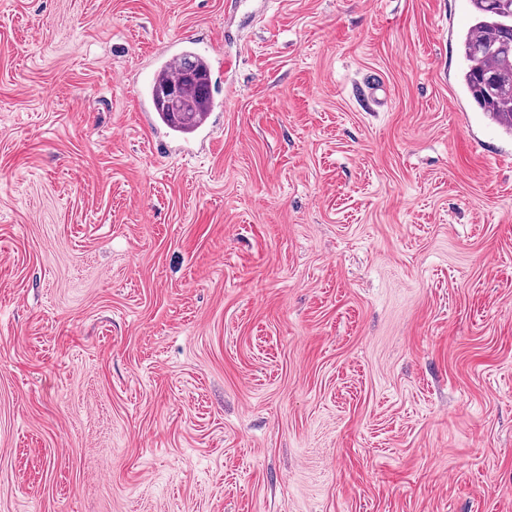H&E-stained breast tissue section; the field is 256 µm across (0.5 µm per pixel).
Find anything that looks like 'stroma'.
Here are the masks:
<instances>
[{
    "instance_id": "stroma-1",
    "label": "stroma",
    "mask_w": 512,
    "mask_h": 512,
    "mask_svg": "<svg viewBox=\"0 0 512 512\" xmlns=\"http://www.w3.org/2000/svg\"><path fill=\"white\" fill-rule=\"evenodd\" d=\"M0 0V512H512V135L471 0ZM210 45L213 144L145 124ZM471 0L473 15L461 35V82L484 114L512 134V0L494 9ZM176 45L177 48L171 51L166 57H164L160 64L157 66V68H155L157 74L159 72V74L172 73L178 60L185 56H197L199 58L205 59L203 57H200L203 56V54L195 46V43L186 44V42H178Z\"/></svg>"
}]
</instances>
